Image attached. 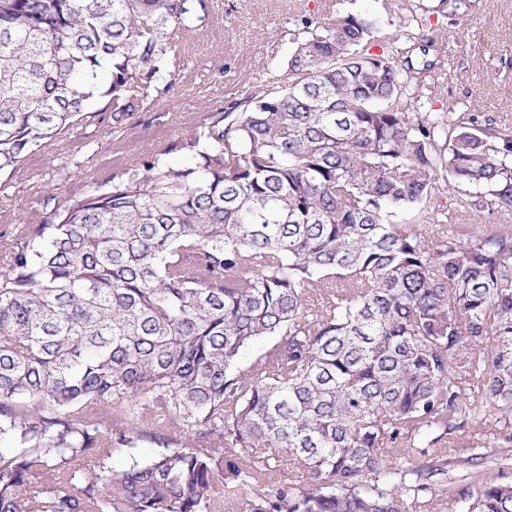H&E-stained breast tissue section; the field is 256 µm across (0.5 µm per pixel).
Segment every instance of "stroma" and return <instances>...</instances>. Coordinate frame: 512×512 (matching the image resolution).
<instances>
[{
    "label": "stroma",
    "mask_w": 512,
    "mask_h": 512,
    "mask_svg": "<svg viewBox=\"0 0 512 512\" xmlns=\"http://www.w3.org/2000/svg\"><path fill=\"white\" fill-rule=\"evenodd\" d=\"M200 31L183 41L182 80L167 98L134 113L126 131L112 128L109 113L92 116L67 141L37 148L23 167L0 172V234L47 219L57 198L86 191L140 154L168 146L207 111L227 105L238 82L256 78L289 51L284 30L307 10L333 12L345 0H213ZM434 36L448 45L442 97L489 119L512 125V0H479L474 10L441 18ZM75 154L81 168L64 169Z\"/></svg>",
    "instance_id": "1"
}]
</instances>
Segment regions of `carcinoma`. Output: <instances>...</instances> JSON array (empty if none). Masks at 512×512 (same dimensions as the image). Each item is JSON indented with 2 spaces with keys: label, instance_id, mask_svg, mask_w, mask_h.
Segmentation results:
<instances>
[{
  "label": "carcinoma",
  "instance_id": "obj_1",
  "mask_svg": "<svg viewBox=\"0 0 512 512\" xmlns=\"http://www.w3.org/2000/svg\"><path fill=\"white\" fill-rule=\"evenodd\" d=\"M210 8L0 0V171L97 101L124 129ZM397 16H297L285 62L0 246V512H512V457L459 438L477 396L512 427V129L436 107L430 7ZM451 191L503 222L439 223ZM448 471V488H457L458 486H462L465 484V478L470 476L471 472L477 470H487L494 468V464L491 462H475L472 465L462 464V465H452L449 466Z\"/></svg>",
  "mask_w": 512,
  "mask_h": 512
}]
</instances>
